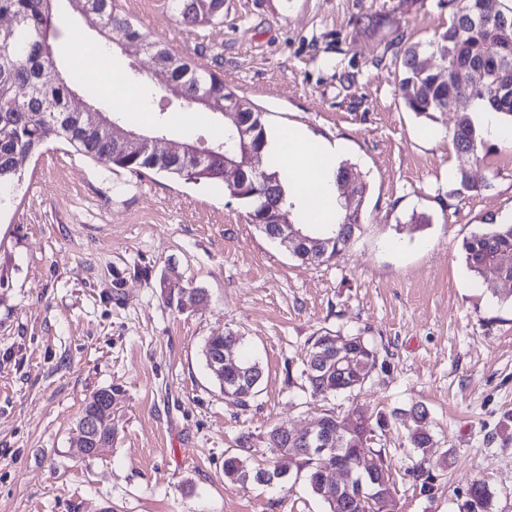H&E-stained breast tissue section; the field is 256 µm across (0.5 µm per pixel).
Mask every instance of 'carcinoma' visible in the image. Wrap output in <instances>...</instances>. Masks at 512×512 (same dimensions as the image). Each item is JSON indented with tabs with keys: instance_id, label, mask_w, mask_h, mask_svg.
Here are the masks:
<instances>
[{
	"instance_id": "1",
	"label": "carcinoma",
	"mask_w": 512,
	"mask_h": 512,
	"mask_svg": "<svg viewBox=\"0 0 512 512\" xmlns=\"http://www.w3.org/2000/svg\"><path fill=\"white\" fill-rule=\"evenodd\" d=\"M56 2L58 0H0V15L12 19L11 26L0 28V189L21 180L20 162L39 152L47 143L60 141L85 158L131 174L155 170L194 183L224 181L226 157L237 163L247 161L259 167L279 188L281 207L285 210L293 208L285 192L284 174L266 156L268 130L263 112L256 107L251 110L255 133L250 142L238 141L228 129L210 142V148L218 150L220 156L208 174L196 171L189 163L174 162L160 150L140 157L127 155L112 141V134L102 130L98 112L72 109L71 98L81 86L79 69L73 67L66 73L56 70L57 62L66 55V47L59 37L63 17L55 7ZM67 2L73 11L93 17L101 36L115 32L126 41L140 45L151 56L156 69L168 72L173 82L183 89L182 109L209 111L207 104L196 100L198 90L215 104L235 94L216 73L197 67L191 59L173 54L165 44L150 38L116 8L114 0ZM480 2L458 0L453 23L437 42L410 44L400 49L403 73L400 85L405 91L407 108L416 116L429 119L432 113L449 107L454 96L462 93L475 108L496 112L504 123L512 124V91L507 97L499 98L503 73L496 66V56L502 49L506 48L512 54V26L502 29L491 20L482 27L473 26L474 8ZM171 8L184 25H203L223 15L224 0H171ZM434 52L444 58L445 80L440 72L427 71L420 66L419 60ZM472 65L484 68L485 77L461 90L454 83V75ZM50 70L56 71V77L47 80L45 75ZM448 136L459 160L455 181L461 188L472 191L476 186L469 182L467 165L484 159L489 152L488 139L474 124L468 111L458 115ZM224 190L246 206L250 223L267 232L273 202L260 188L233 183L224 185ZM297 223L315 238L332 240L322 259L294 251L292 256L303 264H320L343 256L355 234L361 230L359 213L341 209L328 213L319 224L308 223L304 214L298 217ZM461 256L475 281L491 290L499 281H512V224H498L495 218H490L487 228L463 240ZM329 336L331 333L326 331L313 339L301 371L306 388L315 399L326 400L361 390L374 371L386 365L380 360V350L373 341L360 331L347 333L344 335L347 340L345 361L336 362L335 369L330 372L332 386L321 387L312 374L327 360L322 345L328 342ZM236 366L241 370L239 383L257 389L262 377L259 362L245 355L238 359ZM349 413L356 416V423L343 432V438L336 439L333 455L319 459L295 440L276 443L271 433L270 447L279 449L280 459L263 467L239 454L229 453L224 457L225 479L246 489L258 482V477L264 473L279 472L289 478L301 474L311 492L323 499V483L336 476V469H343L344 480L350 484L359 480L362 472L358 449L370 448L374 469L384 475L390 497L366 502L359 512H399L387 449L372 447L390 426L389 417L360 406L350 409ZM401 416L405 417L402 424L407 429V442L422 454L417 463L405 470V475L420 495L432 499L448 468V456L435 460L427 457V449L433 447V442L424 428L428 413L423 406L416 404ZM492 501L493 491L485 481H470L466 512H491Z\"/></svg>"
}]
</instances>
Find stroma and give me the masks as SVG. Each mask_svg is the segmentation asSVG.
I'll use <instances>...</instances> for the list:
<instances>
[{
	"label": "stroma",
	"mask_w": 512,
	"mask_h": 512,
	"mask_svg": "<svg viewBox=\"0 0 512 512\" xmlns=\"http://www.w3.org/2000/svg\"><path fill=\"white\" fill-rule=\"evenodd\" d=\"M175 54L220 74L264 111L343 147L363 199L362 230L343 258L294 259L249 223L223 186L136 177L49 144L0 197V512H326L304 481L290 490L224 482V456L274 461L272 429L312 426L322 409L362 404L428 412L448 473L435 499L404 471L418 454L395 424L380 439L398 472L400 512H462L472 478L512 512V282L491 293L461 261L464 238L512 213V145L470 164L458 192L447 132L409 112L397 44L438 40L448 0H224L220 21L187 27L170 0H117ZM170 139L208 141L217 119L164 105V83L137 46L109 63ZM431 222L411 230L412 214ZM201 291L167 305L170 289ZM364 330L381 350L358 395L313 401L300 387L308 341ZM242 336L263 370L246 405L227 403L205 340ZM112 390V444L83 459L73 441L88 396Z\"/></svg>",
	"instance_id": "stroma-1"
}]
</instances>
